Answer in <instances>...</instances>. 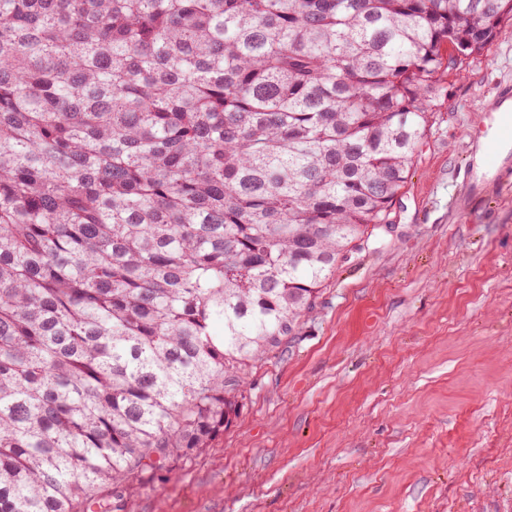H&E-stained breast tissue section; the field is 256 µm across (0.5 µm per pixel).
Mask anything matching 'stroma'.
Here are the masks:
<instances>
[{
  "instance_id": "1",
  "label": "stroma",
  "mask_w": 512,
  "mask_h": 512,
  "mask_svg": "<svg viewBox=\"0 0 512 512\" xmlns=\"http://www.w3.org/2000/svg\"><path fill=\"white\" fill-rule=\"evenodd\" d=\"M512 32L451 73L392 223L246 370L210 448L112 512H512V162L466 186Z\"/></svg>"
}]
</instances>
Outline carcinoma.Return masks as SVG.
I'll return each mask as SVG.
<instances>
[{
	"mask_svg": "<svg viewBox=\"0 0 512 512\" xmlns=\"http://www.w3.org/2000/svg\"><path fill=\"white\" fill-rule=\"evenodd\" d=\"M512 0H0V512L197 455Z\"/></svg>",
	"mask_w": 512,
	"mask_h": 512,
	"instance_id": "carcinoma-1",
	"label": "carcinoma"
}]
</instances>
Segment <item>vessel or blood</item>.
I'll list each match as a JSON object with an SVG mask.
<instances>
[{
	"label": "vessel or blood",
	"instance_id": "1",
	"mask_svg": "<svg viewBox=\"0 0 512 512\" xmlns=\"http://www.w3.org/2000/svg\"><path fill=\"white\" fill-rule=\"evenodd\" d=\"M471 140L481 149L473 158L469 172L472 192L483 190L489 174L499 173L505 159L512 154V86L500 85L496 95L484 110L482 122L473 130Z\"/></svg>",
	"mask_w": 512,
	"mask_h": 512
}]
</instances>
